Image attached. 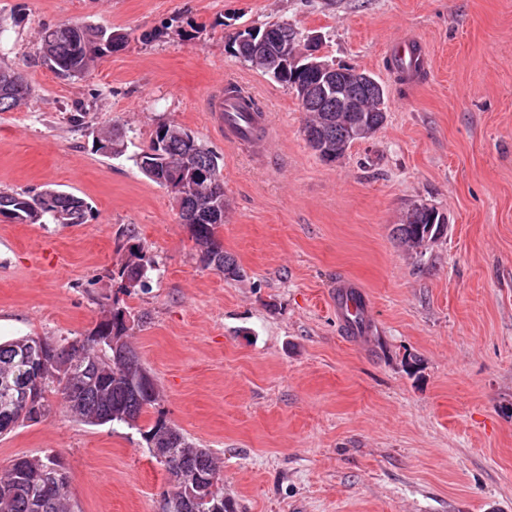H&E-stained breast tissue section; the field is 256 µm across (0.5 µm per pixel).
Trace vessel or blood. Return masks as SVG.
Listing matches in <instances>:
<instances>
[{
  "label": "vessel or blood",
  "mask_w": 512,
  "mask_h": 512,
  "mask_svg": "<svg viewBox=\"0 0 512 512\" xmlns=\"http://www.w3.org/2000/svg\"><path fill=\"white\" fill-rule=\"evenodd\" d=\"M394 57L403 65L401 77L409 81L432 68V58L424 43L412 34L397 42ZM253 101L252 94L239 95L219 85L207 97L204 108L210 124L223 133L228 142L248 146L253 156L261 161L267 154L273 119L268 110L255 108ZM349 288V283H337L334 306L343 325L353 331L358 323L367 320L369 310L366 303L350 299Z\"/></svg>",
  "instance_id": "obj_1"
}]
</instances>
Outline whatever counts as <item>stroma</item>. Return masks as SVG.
I'll return each instance as SVG.
<instances>
[{
  "instance_id": "obj_1",
  "label": "stroma",
  "mask_w": 512,
  "mask_h": 512,
  "mask_svg": "<svg viewBox=\"0 0 512 512\" xmlns=\"http://www.w3.org/2000/svg\"><path fill=\"white\" fill-rule=\"evenodd\" d=\"M276 21L386 87L383 126L339 161L308 146L292 90L232 51ZM62 24L126 40L65 78L40 50ZM408 33L434 60L413 85L385 65ZM0 60L32 86L0 112V192L90 206L83 224L0 216V340L78 344L116 305L162 394L135 428L82 424L50 395L46 419L0 436V467L51 455L73 512H163L142 435L163 419L212 449L234 512H512V0H0ZM220 81L271 112L266 162L211 128ZM164 121L222 159L240 279L203 267L135 163ZM115 123L127 148L107 158L95 138ZM414 204L447 223L420 254L392 236ZM130 224L156 263L136 288L119 275ZM342 279L369 306L358 334L331 302Z\"/></svg>"
}]
</instances>
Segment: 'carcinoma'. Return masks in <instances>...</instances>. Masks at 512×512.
Segmentation results:
<instances>
[{
  "label": "carcinoma",
  "instance_id": "1",
  "mask_svg": "<svg viewBox=\"0 0 512 512\" xmlns=\"http://www.w3.org/2000/svg\"><path fill=\"white\" fill-rule=\"evenodd\" d=\"M283 24L276 22L261 32H247L236 41L235 54L251 67L287 85L296 95L305 114L304 137L312 134L326 140L328 152L319 157L328 163L343 158L355 143L349 128L358 117L371 121L379 129L386 113L376 111L386 98L383 85L367 79V73L354 67H338L332 80L351 89L364 112H338L336 103L319 97L320 72L307 66L311 58L301 52V33L288 25L290 51L301 57L298 65L283 64L281 43L277 35ZM124 37L102 27L57 25L42 32L41 49L45 61L59 75L79 77L94 63L116 50ZM18 74L0 64V112L20 107L31 95L26 79L12 84L5 78ZM122 133L104 130L96 138V147L113 156L122 152ZM141 172L170 189L179 215L200 251L206 268L235 280L244 275L236 258L224 251L218 228L224 224L226 202L224 184H215L208 174L222 175L219 158L199 143L187 128L174 122L157 125L149 150L137 156ZM89 212L81 198L53 188L36 194L0 192V215L20 224H83ZM445 218L436 209L414 205L407 209L402 223L395 225L393 236L406 250L422 252L438 239L436 231ZM155 262L146 258L138 246L130 247V258L119 270L128 287L135 288ZM130 312L114 308L98 323L80 345L60 346V357L75 364V370L61 378L37 377L25 357V351L38 337L26 336L0 341V435L25 424L12 413L3 399L4 380L12 384L39 383L43 416L52 412L47 393L61 395L67 411L88 425L123 423L131 427L147 407L155 405L160 392L150 372L139 361L129 342ZM102 336L124 339V354L102 350ZM153 458L163 464L169 476L170 491L164 498L163 512H230L224 499V486L217 458L209 448H200L174 424L158 420L144 431ZM57 461L20 456L0 471V512H71L68 476L55 472Z\"/></svg>",
  "mask_w": 512,
  "mask_h": 512
}]
</instances>
